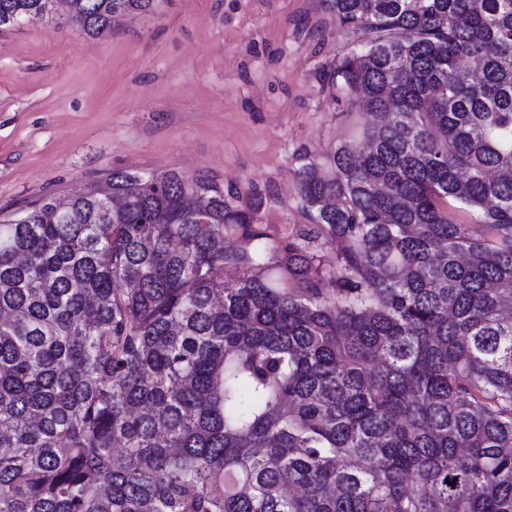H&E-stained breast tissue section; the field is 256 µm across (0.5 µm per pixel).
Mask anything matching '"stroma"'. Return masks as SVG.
<instances>
[{"label":"stroma","instance_id":"stroma-1","mask_svg":"<svg viewBox=\"0 0 512 512\" xmlns=\"http://www.w3.org/2000/svg\"><path fill=\"white\" fill-rule=\"evenodd\" d=\"M351 48L323 0H157L90 36L61 6L0 32V221L115 170L206 173L260 201L274 238L310 226L302 154L357 136L322 70Z\"/></svg>","mask_w":512,"mask_h":512}]
</instances>
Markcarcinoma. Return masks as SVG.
<instances>
[{
  "label": "carcinoma",
  "mask_w": 512,
  "mask_h": 512,
  "mask_svg": "<svg viewBox=\"0 0 512 512\" xmlns=\"http://www.w3.org/2000/svg\"><path fill=\"white\" fill-rule=\"evenodd\" d=\"M324 2L379 117L295 170L335 265L176 170L0 222V512H512V0Z\"/></svg>",
  "instance_id": "obj_1"
}]
</instances>
